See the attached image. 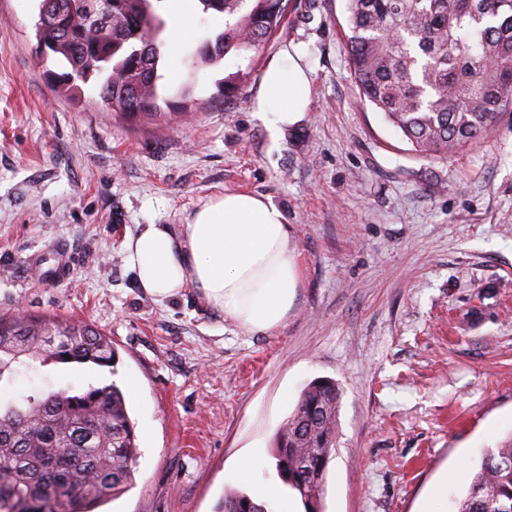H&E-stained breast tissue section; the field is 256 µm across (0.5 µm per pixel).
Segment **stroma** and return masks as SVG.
I'll list each match as a JSON object with an SVG mask.
<instances>
[{"instance_id":"1","label":"stroma","mask_w":512,"mask_h":512,"mask_svg":"<svg viewBox=\"0 0 512 512\" xmlns=\"http://www.w3.org/2000/svg\"><path fill=\"white\" fill-rule=\"evenodd\" d=\"M34 9L0 0V315L84 321L119 362L20 369L0 398L117 383L139 455L134 484L103 512H214L224 491L284 493L275 434L317 379L341 392L325 512H423L442 474L462 498L481 452L512 435V106L444 158L416 154L359 97L343 0H290L258 50L185 66L162 94L184 112L128 120L95 84L53 89ZM302 45L314 91L303 122L272 142L250 100L270 57ZM226 192L288 212L299 285L285 321L243 332L193 291L155 302L123 242L182 224ZM68 276L40 275L57 250ZM259 462L253 480L243 458Z\"/></svg>"}]
</instances>
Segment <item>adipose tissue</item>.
Segmentation results:
<instances>
[{"label": "adipose tissue", "mask_w": 512, "mask_h": 512, "mask_svg": "<svg viewBox=\"0 0 512 512\" xmlns=\"http://www.w3.org/2000/svg\"><path fill=\"white\" fill-rule=\"evenodd\" d=\"M167 50L182 60L199 31L197 0H165ZM313 96L302 49L284 44L266 63L251 110L272 139L301 123ZM287 211L271 197L226 193L183 224H149L127 235L125 263L137 285L162 302L186 288L223 310L246 333L278 328L296 298L298 271Z\"/></svg>", "instance_id": "adipose-tissue-1"}]
</instances>
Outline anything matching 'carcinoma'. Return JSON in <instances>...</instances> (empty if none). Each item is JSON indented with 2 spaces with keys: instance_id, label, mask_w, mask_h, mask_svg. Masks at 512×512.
I'll list each match as a JSON object with an SVG mask.
<instances>
[{
  "instance_id": "obj_1",
  "label": "carcinoma",
  "mask_w": 512,
  "mask_h": 512,
  "mask_svg": "<svg viewBox=\"0 0 512 512\" xmlns=\"http://www.w3.org/2000/svg\"><path fill=\"white\" fill-rule=\"evenodd\" d=\"M162 0H38L37 47L61 71L56 87L95 81L105 106L134 119L160 111L166 23ZM224 30L195 52L219 61L257 49L280 27L283 0H198ZM345 43L361 99L383 112L413 149L441 157L490 132L512 105V0H345ZM115 369L112 341L92 326L47 316H0V382L23 359ZM340 391L310 384L275 437L285 491L305 512L322 508L336 452ZM139 453L123 391L114 382L35 391L0 404V512H96L134 483ZM238 490L218 512H264ZM458 512H512V436L480 459Z\"/></svg>"
}]
</instances>
